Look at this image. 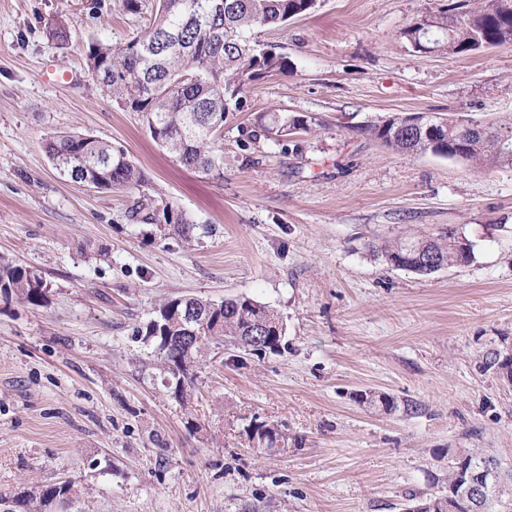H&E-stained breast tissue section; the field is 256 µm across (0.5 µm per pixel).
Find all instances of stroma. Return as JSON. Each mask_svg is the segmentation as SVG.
Returning a JSON list of instances; mask_svg holds the SVG:
<instances>
[{"mask_svg":"<svg viewBox=\"0 0 512 512\" xmlns=\"http://www.w3.org/2000/svg\"><path fill=\"white\" fill-rule=\"evenodd\" d=\"M445 2L319 0L255 30L288 67L228 113L223 172L206 175L87 69L92 40L122 45L147 15L0 0V263L49 287L38 307L0 297V495L70 482L50 512H402L443 490L455 452L512 467V384L479 369L512 353V166L405 155L370 131L405 113L512 119V45L437 55L400 40ZM263 112L307 127L264 131ZM60 132L122 147L145 183L62 177L43 148ZM161 199L212 233L187 244L133 219ZM445 225L471 242L469 264L419 275L376 252ZM181 295L269 306L279 348L211 351L179 404L137 331ZM365 391L394 408L359 402ZM253 420L282 425L287 447H254Z\"/></svg>","mask_w":512,"mask_h":512,"instance_id":"obj_1","label":"stroma"}]
</instances>
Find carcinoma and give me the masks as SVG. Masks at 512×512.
<instances>
[{"label":"carcinoma","instance_id":"1","mask_svg":"<svg viewBox=\"0 0 512 512\" xmlns=\"http://www.w3.org/2000/svg\"><path fill=\"white\" fill-rule=\"evenodd\" d=\"M468 0H456L427 18L426 37L439 42L451 40L469 51L481 40L488 44L512 41V0H487L480 10L467 9ZM316 8L315 0H158L147 30L116 49L96 41L86 54L87 68H96L92 78L99 89L118 106L138 113L152 138L165 147L181 165L210 173L219 166L215 123L243 106L247 90L260 78L281 71L287 61L263 48L252 37L258 28H280L290 18ZM403 115L370 128L389 147L417 154L419 140L398 128ZM279 121L282 128L304 129L299 117L262 114L258 122ZM444 133L435 139L434 152L441 156L461 153L464 160L479 166L505 165L502 140L512 142V125L490 127L483 135H472L459 118L441 116ZM45 152L58 161L56 169L74 181H94L98 188L139 185L144 173L127 158L123 148L86 134H60L46 139ZM133 215L145 224L169 227L186 243L196 239L201 226L178 207L145 210L138 205ZM386 261L417 274L433 273L426 259L434 257L442 267L472 260L471 244L458 236L448 239V228L432 236L412 234L379 247ZM47 282L35 270L19 265L0 266V295L39 306L46 301ZM193 304L208 312L209 321L198 335L185 338L175 313L181 298L171 297L158 307L155 316L138 334L154 346L156 360L167 374L173 395L183 402L194 389V363L211 349L231 342L253 350L250 336L255 324L266 326L264 349L278 348L280 317L268 306L248 297L220 303L194 297ZM248 440L263 435L267 447L288 444V435L273 423L249 424ZM479 483L493 491L478 499L466 498L464 488ZM72 483L42 488L37 486L10 499L0 497V512H47V506L64 500ZM439 500L445 512H502L512 505V469H502L497 456L486 448H467L448 460V490L413 498L404 512H432L429 505Z\"/></svg>","mask_w":512,"mask_h":512}]
</instances>
